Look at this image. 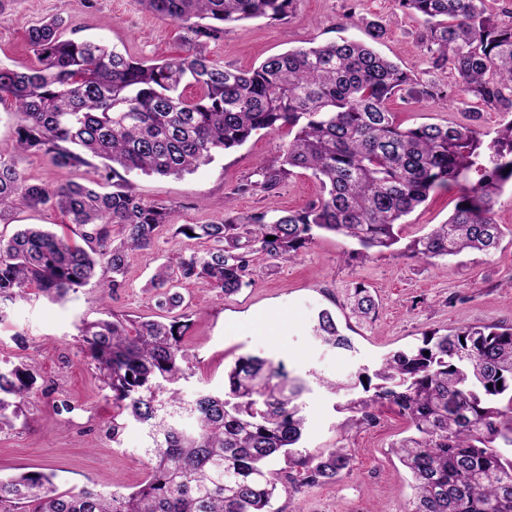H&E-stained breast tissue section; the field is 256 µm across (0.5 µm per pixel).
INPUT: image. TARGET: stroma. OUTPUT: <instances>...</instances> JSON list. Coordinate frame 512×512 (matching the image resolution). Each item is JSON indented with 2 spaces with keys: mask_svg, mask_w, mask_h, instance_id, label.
I'll return each mask as SVG.
<instances>
[{
  "mask_svg": "<svg viewBox=\"0 0 512 512\" xmlns=\"http://www.w3.org/2000/svg\"><path fill=\"white\" fill-rule=\"evenodd\" d=\"M51 16L63 18L64 37L101 40L139 59H165L181 51L177 25L138 0H5L0 5V64L37 66L26 32L37 19ZM371 20L385 27L377 44L381 53L446 92L445 98L423 102L393 96L388 106L398 121L409 126L473 122L490 133L500 127L501 113L476 111L447 71L432 69L421 42L422 18L396 9L394 0H295L286 19L225 25L210 40L209 50L218 62L249 69L270 56L342 35L367 39ZM287 142V132L260 133L184 177L135 174L131 180L146 204L175 207L173 224H209L228 213L299 210L321 193L318 181L300 169L274 194L232 192L257 168L277 161ZM458 196L453 186L432 192L406 217L403 242L444 223ZM494 218L505 237L487 255L426 262L385 251L365 258L354 242L324 234L297 259L255 260L250 285L236 293L219 296L193 283L178 285L184 298L180 311L190 321L186 344L194 356L192 373L181 385L183 398L223 391L224 369L241 355H262L296 374L312 371L344 381L388 352L419 345L424 334L464 324H512L511 188L498 198ZM25 224H41L60 235L69 232V220L61 212L20 207L0 223V237L10 238ZM172 226L160 228L151 250L131 256L125 286L112 300L102 301L100 289L91 284L62 302L32 295L5 306L0 362L27 364L34 385L28 424L0 432V477L48 467L60 489L89 485L106 493L119 487L132 491L144 480L146 434L130 424L120 438H112V401L80 351L76 326L109 310L147 319L162 316L150 285L156 267L169 253L201 256L210 247L174 234ZM358 283L379 303L375 322L350 316L348 297ZM323 309L332 311L353 339L354 357L341 356L313 338L311 325ZM339 401L319 388L307 396L309 426L303 446L316 452L344 445L351 455L347 474L339 482L305 488L292 500L279 496L274 507L285 512H402L411 493L410 477L392 445L403 436L405 419L384 408L374 427L342 436L336 430L343 418L336 409Z\"/></svg>",
  "mask_w": 512,
  "mask_h": 512,
  "instance_id": "stroma-1",
  "label": "stroma"
}]
</instances>
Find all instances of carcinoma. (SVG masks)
Segmentation results:
<instances>
[{
    "label": "carcinoma",
    "mask_w": 512,
    "mask_h": 512,
    "mask_svg": "<svg viewBox=\"0 0 512 512\" xmlns=\"http://www.w3.org/2000/svg\"><path fill=\"white\" fill-rule=\"evenodd\" d=\"M181 28L182 52L144 61L90 39H65L52 17L27 32L40 66H0V99L21 116L14 154H0V222L19 206L57 209L79 241L37 224L0 238V306L36 291L52 301L96 280L105 296L124 287L131 253L153 247L175 208L143 202L133 172L182 176L242 146L259 131L288 129L279 164L236 187L271 193L295 168L319 181L318 201L300 211L245 216L218 224H178L176 235L212 242L203 255L173 254L152 281L157 305L176 308L171 280L224 294L250 284L256 256L293 259L322 233L357 242L367 257L396 245L404 218L430 193L460 188L454 211L414 238L405 252L424 261L465 252L489 254L503 230L494 206L512 183V119L484 144L473 125L404 126L388 101L398 92L414 102L446 96L370 45L348 37L300 47L240 70L210 57L209 40L224 24L283 19L294 0H137ZM488 0H396L423 18L421 36L432 67L448 70L481 109L512 114V25ZM193 86L188 98L183 88ZM38 153L77 173L101 160L91 178L54 187L30 182L19 156ZM351 313L374 320L377 304L355 285ZM188 325L111 313L82 320L81 351L112 392V441L127 423L153 439L145 449L146 479L134 490L104 494L84 485L59 491L41 471L0 478V512H272V500L335 483L349 470L342 446L310 452L305 396L317 384L344 394L349 416L339 429L372 426L393 407L408 421L394 452L411 476L404 512H512V324H471L424 336L422 345L386 354L354 381L295 375L256 355L224 371V392L192 401L191 426L168 408L181 404L174 385L188 378ZM322 344L355 351L331 311L312 327ZM28 368L0 367V431L24 415ZM362 387L364 395L349 397Z\"/></svg>",
    "instance_id": "obj_1"
}]
</instances>
